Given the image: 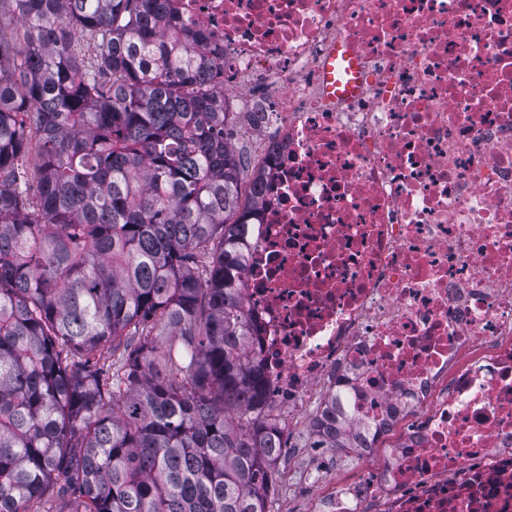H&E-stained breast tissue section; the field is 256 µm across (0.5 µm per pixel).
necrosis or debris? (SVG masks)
<instances>
[{"mask_svg": "<svg viewBox=\"0 0 512 512\" xmlns=\"http://www.w3.org/2000/svg\"><path fill=\"white\" fill-rule=\"evenodd\" d=\"M170 10L260 137L243 303L269 403L355 422L360 464L388 448L307 512H512V0Z\"/></svg>", "mask_w": 512, "mask_h": 512, "instance_id": "4bbe7bcc", "label": "necrosis or debris"}]
</instances>
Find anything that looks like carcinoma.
I'll list each match as a JSON object with an SVG mask.
<instances>
[{
  "instance_id": "cac0c4a2",
  "label": "carcinoma",
  "mask_w": 512,
  "mask_h": 512,
  "mask_svg": "<svg viewBox=\"0 0 512 512\" xmlns=\"http://www.w3.org/2000/svg\"><path fill=\"white\" fill-rule=\"evenodd\" d=\"M222 84L169 0H0V512H267Z\"/></svg>"
}]
</instances>
